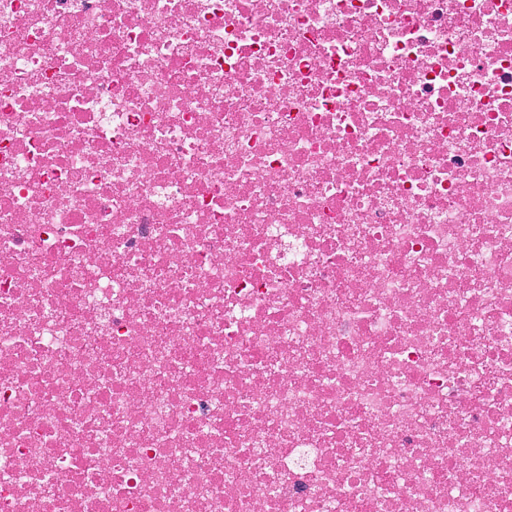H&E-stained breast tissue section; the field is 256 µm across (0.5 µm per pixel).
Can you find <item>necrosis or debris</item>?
I'll use <instances>...</instances> for the list:
<instances>
[{
    "label": "necrosis or debris",
    "mask_w": 512,
    "mask_h": 512,
    "mask_svg": "<svg viewBox=\"0 0 512 512\" xmlns=\"http://www.w3.org/2000/svg\"><path fill=\"white\" fill-rule=\"evenodd\" d=\"M0 512H512V0H0Z\"/></svg>",
    "instance_id": "4bbe7bcc"
}]
</instances>
